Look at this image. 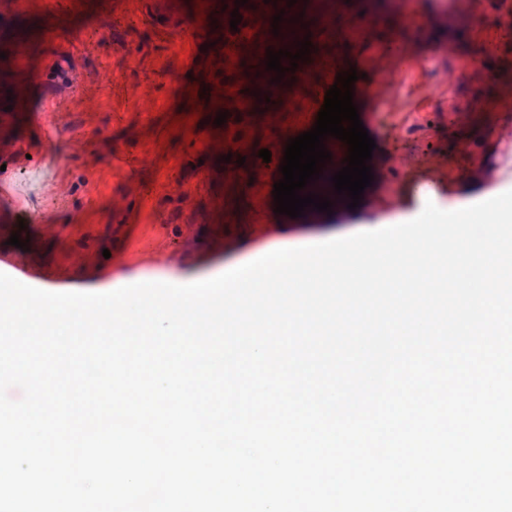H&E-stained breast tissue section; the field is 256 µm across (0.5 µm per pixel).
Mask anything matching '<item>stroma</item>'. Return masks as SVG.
<instances>
[{
	"mask_svg": "<svg viewBox=\"0 0 512 512\" xmlns=\"http://www.w3.org/2000/svg\"><path fill=\"white\" fill-rule=\"evenodd\" d=\"M12 2L0 0V86L26 109L0 120V145L13 148L0 170V261L21 260L52 281L93 293L115 290L122 273L185 281L293 243L347 237L363 224L397 225L429 201L455 210L480 193L489 168L512 182V145L488 134L512 124L499 95L512 84V25L474 30L460 24L449 0H411L414 22L395 16L390 0H350L349 17L371 23L339 49L336 72L353 67L375 81L397 34L418 47V58L396 76L384 107L370 109L364 85L353 89L376 143L374 181L360 205L347 217L309 210L295 219L276 214L272 192L254 193L249 183L265 169L281 179L288 139L314 124L303 111L312 87L285 86L288 107L276 132L266 133L262 112L249 113L239 130L249 145L245 161L226 162L206 147L224 137L210 97H187L205 85L207 60L224 38L185 27L194 0H121L115 9L106 0H42L34 12ZM446 32L451 45L430 50ZM54 55L66 61L71 83L44 84ZM107 76L114 91L103 86ZM262 149L270 162L259 158ZM116 150L132 158L130 167L113 168ZM395 157L408 167L393 169ZM131 180L145 197L114 206ZM390 198L396 210H386ZM261 222L272 232L258 242L250 229ZM21 229L30 237L24 250L8 243Z\"/></svg>",
	"mask_w": 512,
	"mask_h": 512,
	"instance_id": "obj_1",
	"label": "stroma"
}]
</instances>
